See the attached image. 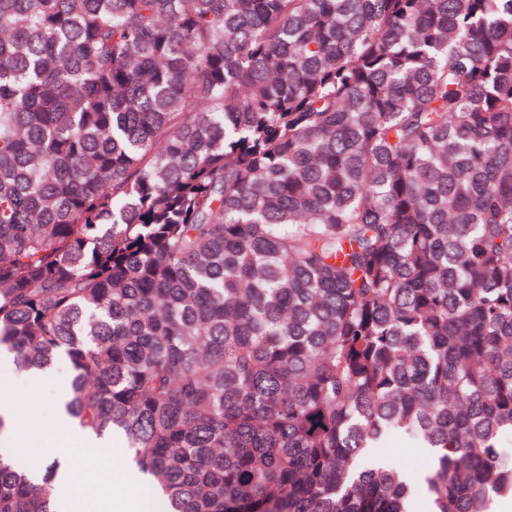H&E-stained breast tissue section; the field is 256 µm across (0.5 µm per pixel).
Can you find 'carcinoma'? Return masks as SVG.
<instances>
[{
	"label": "carcinoma",
	"mask_w": 512,
	"mask_h": 512,
	"mask_svg": "<svg viewBox=\"0 0 512 512\" xmlns=\"http://www.w3.org/2000/svg\"><path fill=\"white\" fill-rule=\"evenodd\" d=\"M1 350L162 512H491L512 0H0ZM374 453L393 461L405 471L417 472L420 475L426 470L430 461V452L427 448H405L396 439L386 448H375Z\"/></svg>",
	"instance_id": "obj_1"
}]
</instances>
